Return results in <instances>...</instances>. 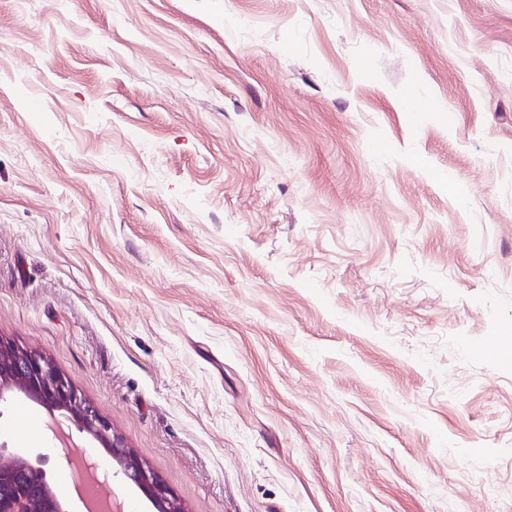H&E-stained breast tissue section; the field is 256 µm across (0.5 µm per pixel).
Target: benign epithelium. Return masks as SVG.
<instances>
[{"instance_id":"1","label":"benign epithelium","mask_w":512,"mask_h":512,"mask_svg":"<svg viewBox=\"0 0 512 512\" xmlns=\"http://www.w3.org/2000/svg\"><path fill=\"white\" fill-rule=\"evenodd\" d=\"M65 415L105 447L123 480L151 503L152 512H184L181 500L140 457L128 451L108 422L44 356L0 339V404L14 392ZM45 457L31 459L0 440V512H67L50 482Z\"/></svg>"}]
</instances>
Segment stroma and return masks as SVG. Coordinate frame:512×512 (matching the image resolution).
Instances as JSON below:
<instances>
[{
  "label": "stroma",
  "instance_id": "35a3bbf8",
  "mask_svg": "<svg viewBox=\"0 0 512 512\" xmlns=\"http://www.w3.org/2000/svg\"><path fill=\"white\" fill-rule=\"evenodd\" d=\"M508 329L512 0H0V338L186 512H512Z\"/></svg>",
  "mask_w": 512,
  "mask_h": 512
}]
</instances>
